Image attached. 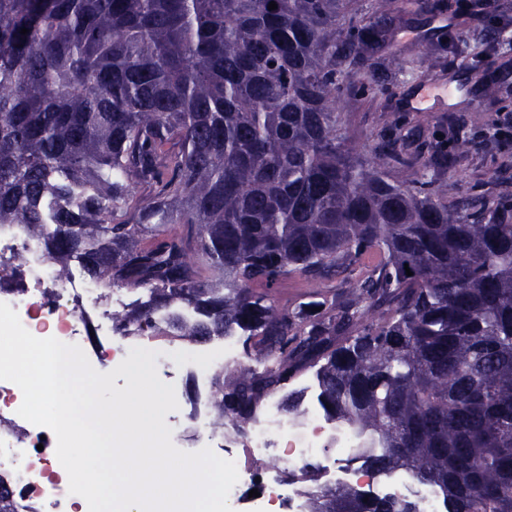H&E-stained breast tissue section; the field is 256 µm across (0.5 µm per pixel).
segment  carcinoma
Masks as SVG:
<instances>
[{
  "label": "carcinoma",
  "mask_w": 512,
  "mask_h": 512,
  "mask_svg": "<svg viewBox=\"0 0 512 512\" xmlns=\"http://www.w3.org/2000/svg\"><path fill=\"white\" fill-rule=\"evenodd\" d=\"M277 9H268L270 2ZM491 0H0V225L18 224L65 279L73 260L105 289L139 295L114 317L146 337L243 336L260 367L211 378L213 424L242 433L278 395L360 439L376 476L404 472L442 512H512V207L445 201L385 135L344 146L349 88L391 93L398 30L443 12L464 27ZM28 29L25 35L21 29ZM426 41L434 68L459 51ZM497 50L474 54L498 101ZM432 159L467 153L453 116ZM144 190L132 204L130 186ZM178 224L176 233L168 227ZM381 261L341 298L325 282ZM412 275H406V271ZM298 274L296 307L273 288ZM374 312L378 322L365 317ZM308 512H419L354 485H316Z\"/></svg>",
  "instance_id": "cac0c4a2"
}]
</instances>
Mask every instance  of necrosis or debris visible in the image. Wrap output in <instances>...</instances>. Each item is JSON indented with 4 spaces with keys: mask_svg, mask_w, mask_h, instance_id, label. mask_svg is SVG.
<instances>
[{
    "mask_svg": "<svg viewBox=\"0 0 512 512\" xmlns=\"http://www.w3.org/2000/svg\"><path fill=\"white\" fill-rule=\"evenodd\" d=\"M0 302L9 304L35 337H53L81 347L93 368L115 369L128 356L124 345L104 344L113 335V312L127 303L125 295L108 292L78 265L71 267L67 279H59L44 250L16 224L0 226ZM236 356V343L227 340L203 356L175 351L158 357L165 369L190 372L198 389L194 403L180 412L183 425L176 428V436L190 434L198 448L226 446L244 449L256 460L274 457L292 469L318 449L331 448L334 458L321 467L325 482L352 484L375 497L403 495L417 501L421 512H440L436 491L412 484L407 475L377 479L361 468L340 464L345 450L357 447L358 440L348 427L328 422L313 401H306L301 415L292 418L272 399L245 434L230 425L215 429L211 376ZM22 399L17 385L0 380V483L11 490L16 512H69L75 496L59 474L56 436L18 415ZM261 477L266 504L277 512H305L307 494L300 481L284 482L274 468L263 471Z\"/></svg>",
    "mask_w": 512,
    "mask_h": 512,
    "instance_id": "obj_1",
    "label": "necrosis or debris"
}]
</instances>
